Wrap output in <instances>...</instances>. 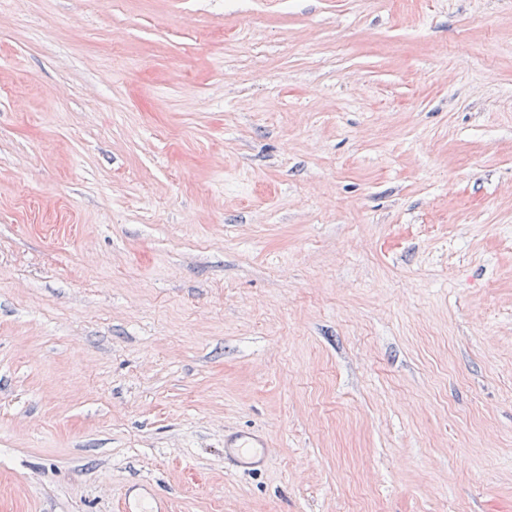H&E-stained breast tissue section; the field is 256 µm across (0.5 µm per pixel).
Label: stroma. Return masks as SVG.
I'll return each instance as SVG.
<instances>
[{
	"label": "stroma",
	"mask_w": 512,
	"mask_h": 512,
	"mask_svg": "<svg viewBox=\"0 0 512 512\" xmlns=\"http://www.w3.org/2000/svg\"><path fill=\"white\" fill-rule=\"evenodd\" d=\"M139 479L512 512V0H0V512ZM266 443L263 437L250 432L224 435V458L237 471L260 470L266 463Z\"/></svg>",
	"instance_id": "stroma-1"
}]
</instances>
